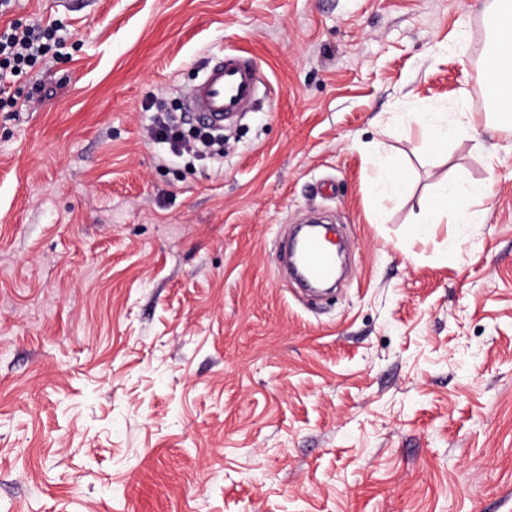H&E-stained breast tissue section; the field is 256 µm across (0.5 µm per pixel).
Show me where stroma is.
<instances>
[{
    "instance_id": "35a3bbf8",
    "label": "stroma",
    "mask_w": 512,
    "mask_h": 512,
    "mask_svg": "<svg viewBox=\"0 0 512 512\" xmlns=\"http://www.w3.org/2000/svg\"><path fill=\"white\" fill-rule=\"evenodd\" d=\"M491 0H16L64 45L0 112V512H512V130L483 92ZM262 79L224 154L151 99L209 58ZM473 113L447 147L398 115ZM412 174L398 200L374 157ZM477 224L406 235L436 185ZM340 225L339 293L278 271ZM153 103L157 112L154 125L151 129V137L153 140L168 145L170 151L176 156L184 153L193 154L195 156H202L204 155L203 153L211 155L217 153L216 155L223 156L224 140L216 143H208L201 148L194 140L190 141L186 139L180 126V116H178L177 113L170 110L163 101H154ZM215 145V148L207 150ZM491 193L492 185L489 182L457 180L441 184L431 202L425 207L421 221L409 226L408 236H421L424 232L423 224H441L444 215L448 218V212L455 214L459 223H477L482 219V213L475 209V204L489 198Z\"/></svg>"
}]
</instances>
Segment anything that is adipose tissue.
I'll list each match as a JSON object with an SVG mask.
<instances>
[{"instance_id": "ef3b65f1", "label": "adipose tissue", "mask_w": 512, "mask_h": 512, "mask_svg": "<svg viewBox=\"0 0 512 512\" xmlns=\"http://www.w3.org/2000/svg\"><path fill=\"white\" fill-rule=\"evenodd\" d=\"M492 2V56L499 62L501 71L497 76L485 78L484 88L487 100L497 110L503 103L512 101V0ZM418 123L428 138L441 146L468 129L472 116L465 112H428L419 118ZM491 193L492 185L488 182L457 180L441 184L425 207L420 223L409 226V237L421 236L425 225L440 223L442 217L450 213L463 224L480 221L482 214L475 205L489 198Z\"/></svg>"}]
</instances>
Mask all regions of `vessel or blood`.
<instances>
[{"instance_id":"obj_1","label":"vessel or blood","mask_w":512,"mask_h":512,"mask_svg":"<svg viewBox=\"0 0 512 512\" xmlns=\"http://www.w3.org/2000/svg\"><path fill=\"white\" fill-rule=\"evenodd\" d=\"M256 68L243 55H228L208 65L186 102V109L201 123L223 124L240 112L256 95ZM297 266L293 275L310 285L333 280L336 257L321 238H303L291 248Z\"/></svg>"}]
</instances>
